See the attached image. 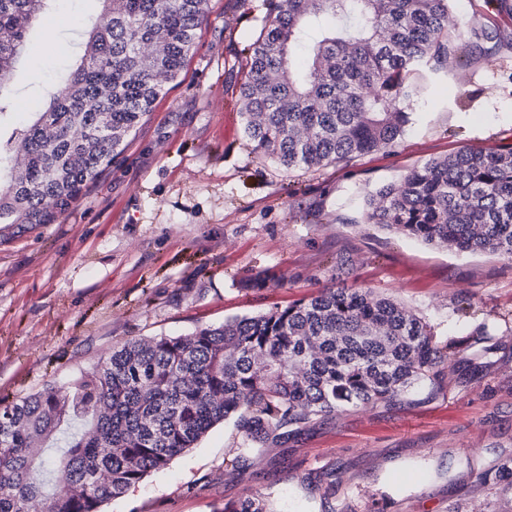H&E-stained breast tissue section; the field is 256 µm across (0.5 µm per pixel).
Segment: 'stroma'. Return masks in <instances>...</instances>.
Listing matches in <instances>:
<instances>
[{"instance_id": "1", "label": "stroma", "mask_w": 512, "mask_h": 512, "mask_svg": "<svg viewBox=\"0 0 512 512\" xmlns=\"http://www.w3.org/2000/svg\"><path fill=\"white\" fill-rule=\"evenodd\" d=\"M100 0H52L30 31L10 81L4 133L41 109L62 70L79 61ZM264 0H209L181 75L102 178L55 223L0 242V403L63 389L113 345L257 315L336 281L337 259L359 283L445 318L470 297L468 324L501 337L479 373L445 368L443 388L362 407L224 468L237 437L214 426L197 447L147 476L102 512H218L225 501L272 494L277 512H484L473 468L512 456V263L458 254L359 221L367 192L467 147L512 142V82L479 62L433 87L399 145L349 165L287 172L243 137L242 50Z\"/></svg>"}]
</instances>
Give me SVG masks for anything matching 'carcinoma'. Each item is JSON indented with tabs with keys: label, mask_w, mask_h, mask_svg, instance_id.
<instances>
[{
	"label": "carcinoma",
	"mask_w": 512,
	"mask_h": 512,
	"mask_svg": "<svg viewBox=\"0 0 512 512\" xmlns=\"http://www.w3.org/2000/svg\"><path fill=\"white\" fill-rule=\"evenodd\" d=\"M52 0H0V128L26 34ZM78 66L29 124L0 134V238L52 224L97 182L181 74L209 0H100ZM452 0H268L240 85L243 134L286 171L347 165L390 150L429 87L462 61L508 67L497 18L512 0H484L448 26ZM361 223L457 253L512 262V142L469 147L414 167L369 195ZM495 349L486 323L439 325L369 287H325L257 316H231L176 336L112 347L63 391L0 408V512H100L150 473L233 423L224 464L246 473L262 448L345 412L441 389L467 349ZM83 423L51 470L41 449ZM474 488L512 492V457L476 473ZM220 512H276L263 494Z\"/></svg>",
	"instance_id": "carcinoma-1"
}]
</instances>
